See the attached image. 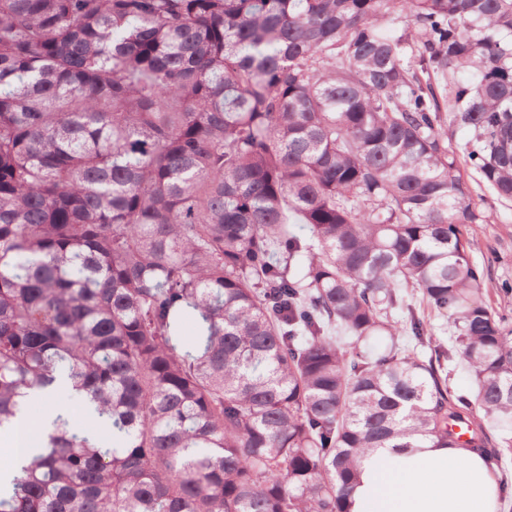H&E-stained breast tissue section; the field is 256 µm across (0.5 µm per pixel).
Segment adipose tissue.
Listing matches in <instances>:
<instances>
[{"label": "adipose tissue", "instance_id": "adipose-tissue-1", "mask_svg": "<svg viewBox=\"0 0 512 512\" xmlns=\"http://www.w3.org/2000/svg\"><path fill=\"white\" fill-rule=\"evenodd\" d=\"M487 458L465 448H373L361 459L348 512H499Z\"/></svg>", "mask_w": 512, "mask_h": 512}]
</instances>
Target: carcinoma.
I'll use <instances>...</instances> for the list:
<instances>
[{
	"label": "carcinoma",
	"mask_w": 512,
	"mask_h": 512,
	"mask_svg": "<svg viewBox=\"0 0 512 512\" xmlns=\"http://www.w3.org/2000/svg\"><path fill=\"white\" fill-rule=\"evenodd\" d=\"M470 171L512 200V0H0V429L65 380L112 433L57 416L0 512H345L370 448L500 465Z\"/></svg>",
	"instance_id": "1"
}]
</instances>
